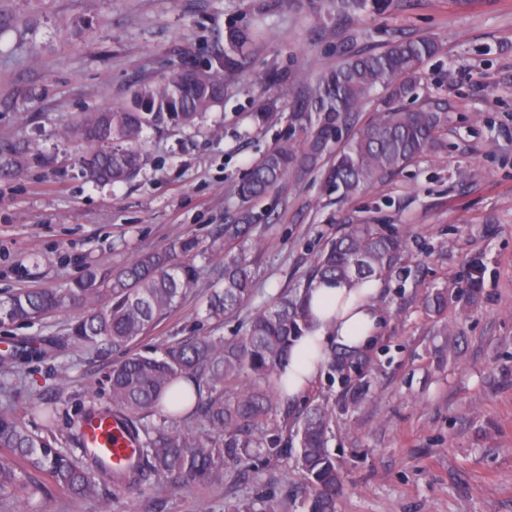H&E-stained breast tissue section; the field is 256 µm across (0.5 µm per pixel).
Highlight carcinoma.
<instances>
[{"instance_id": "1", "label": "carcinoma", "mask_w": 512, "mask_h": 512, "mask_svg": "<svg viewBox=\"0 0 512 512\" xmlns=\"http://www.w3.org/2000/svg\"><path fill=\"white\" fill-rule=\"evenodd\" d=\"M339 18L350 19L375 7L373 0H331ZM252 30H233L224 53L205 69H186L156 83H141L124 105L78 116L69 139L87 144L85 175L95 182H125L136 176L145 154L143 132L168 125H189L224 96V72L256 40ZM440 51L427 37L395 38L378 52L352 54L327 73L309 94L291 101L289 120L299 137L275 147L251 169L239 195L254 201L269 195L293 172L318 169L319 161L354 122L358 108L373 99L377 88L388 93L387 106L359 126L322 171L323 186L350 196L382 177L408 167L420 155L442 147L448 112L438 104L407 109L399 102L420 88L424 66ZM31 147L0 145V177L21 171ZM263 214L252 208L235 213L222 230L224 287L208 296L205 318L217 323L237 312L254 293L251 255L258 244ZM406 240L374 224H350L316 255L306 282L271 305L252 313L243 335L184 336L160 353L135 352L132 345L159 318L178 307L200 274L194 258L200 252L192 238H176L160 251L145 252L127 265L103 274L95 266L65 288H36L0 294V324L41 319L51 313L79 309L66 342L105 345L120 356L105 375L112 408L93 406L80 421L117 414L135 434V455L112 467L87 448H57L55 442L29 431L14 414L0 413V495L20 503L42 490L31 480L39 473L54 489L77 499L98 497L108 503L112 491L147 495L161 483L207 486L227 464L247 466L254 453L278 457L288 453V426L270 423L282 405L292 342L310 323L309 289L320 280L378 278L388 281L403 269ZM483 268L470 267L467 292L475 298ZM425 310L448 306V290L421 295ZM368 355L335 351L328 360L329 377L343 392L337 406L318 403L297 427V462L308 479L307 512H335L341 474L329 449L336 411H347L365 398ZM185 382L197 394L189 405L171 410L169 396L185 398L175 386ZM188 413L199 421L193 431L181 426ZM160 416L157 424L143 420Z\"/></svg>"}]
</instances>
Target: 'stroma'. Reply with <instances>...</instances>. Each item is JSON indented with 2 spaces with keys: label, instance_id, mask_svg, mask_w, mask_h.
<instances>
[{
  "label": "stroma",
  "instance_id": "obj_1",
  "mask_svg": "<svg viewBox=\"0 0 512 512\" xmlns=\"http://www.w3.org/2000/svg\"><path fill=\"white\" fill-rule=\"evenodd\" d=\"M232 29L261 36L226 73L223 104L194 125L147 131L133 180L84 178L85 148L65 127L125 103L136 83L207 67ZM396 35L441 45L404 105H445L444 148L345 198L313 173L285 179L254 204L267 220L250 303L222 327L205 321L224 270L216 234L241 205L237 188L291 133L286 89L313 90L348 53L381 50ZM259 112L272 120L257 121ZM0 142L34 149L21 176L0 178V292L63 287L87 266L109 270L178 237L198 241L197 286L140 350L242 334L252 312L304 281L346 225L403 235L405 269L384 284L385 322L368 352L370 392L333 425L336 512H512V0H379L347 20L330 0H0ZM474 263L484 276L472 300L464 290ZM442 287L453 299L429 316L419 297ZM78 315L0 326V366L12 365L0 370V411L64 448L76 445L84 406H109L99 384L115 356L72 344L19 362L16 341L66 336ZM44 402L57 408L49 424L35 411ZM304 483L295 453L258 455L248 471L226 466L205 487L113 494L111 512H226L261 501L307 512Z\"/></svg>",
  "mask_w": 512,
  "mask_h": 512
}]
</instances>
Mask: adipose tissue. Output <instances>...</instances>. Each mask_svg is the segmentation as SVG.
Segmentation results:
<instances>
[{
  "instance_id": "1",
  "label": "adipose tissue",
  "mask_w": 512,
  "mask_h": 512,
  "mask_svg": "<svg viewBox=\"0 0 512 512\" xmlns=\"http://www.w3.org/2000/svg\"><path fill=\"white\" fill-rule=\"evenodd\" d=\"M382 283L315 282L309 291L312 321L291 347L286 371L289 398L306 391L336 349H366L383 321L380 307Z\"/></svg>"
}]
</instances>
